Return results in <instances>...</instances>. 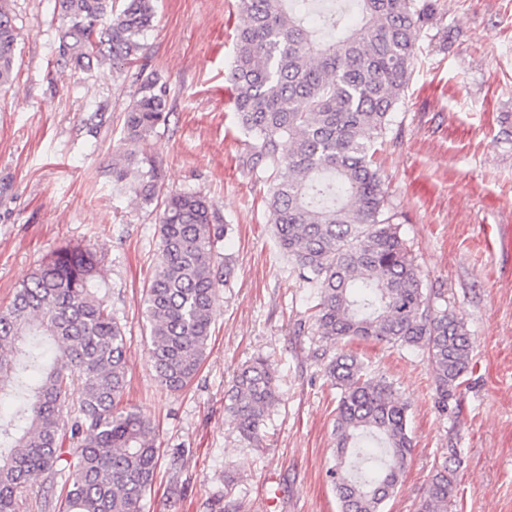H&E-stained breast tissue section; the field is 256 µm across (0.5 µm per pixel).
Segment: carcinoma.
Here are the masks:
<instances>
[{
	"label": "carcinoma",
	"instance_id": "cac0c4a2",
	"mask_svg": "<svg viewBox=\"0 0 512 512\" xmlns=\"http://www.w3.org/2000/svg\"><path fill=\"white\" fill-rule=\"evenodd\" d=\"M0 0V89L14 81L18 32ZM239 0L242 22L228 74L238 124L252 136L253 167H284L272 187L271 223L298 277L314 288L312 317L330 340L373 341L419 350L431 368L435 405L465 384L472 363L466 324L448 304L424 294L422 277L389 214L377 144L406 88L431 0ZM59 61L74 71L93 63L130 64L152 27L155 0H55ZM167 88L144 76L127 108L124 139L133 146L166 122ZM156 162L137 151L113 157L112 188L145 205L160 200L159 259L144 297L157 379L180 391L204 360L218 304L217 243L227 232L196 193L161 196ZM99 258L61 249L43 261L0 310V512H21L23 490L68 487L62 512H140L156 478V427L123 407L126 342L104 300L89 288ZM341 390L336 464L328 470L339 512H384L401 484L413 440L407 402L393 382L371 376L342 351L327 365ZM77 394L78 409L66 411ZM278 403L276 378L257 356L235 372L224 409L246 443L262 439ZM458 449L433 466L417 512H448L457 497Z\"/></svg>",
	"mask_w": 512,
	"mask_h": 512
}]
</instances>
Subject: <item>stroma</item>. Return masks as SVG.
<instances>
[{
  "instance_id": "stroma-1",
  "label": "stroma",
  "mask_w": 512,
  "mask_h": 512,
  "mask_svg": "<svg viewBox=\"0 0 512 512\" xmlns=\"http://www.w3.org/2000/svg\"><path fill=\"white\" fill-rule=\"evenodd\" d=\"M19 32L11 89L0 92V309L65 245L101 256L97 294L126 337L124 402L157 428V480L142 512H338L340 391L325 368L341 350L392 381L408 403L414 448L385 512H416L436 458L458 449V512H512V0H437L409 85L379 151L389 208L422 274L463 317L472 364L440 416L421 352L322 338L310 290L281 250L267 208L270 181L252 168L226 74L237 0H158L133 68L58 65L54 0H11ZM167 85L170 114L137 147L167 192L200 194L229 230L218 244L234 276L219 289L213 335L185 389H163L150 358L143 300L159 251L150 207L112 190L125 111L138 73ZM263 355L280 403L259 446L241 442L224 410L235 370Z\"/></svg>"
}]
</instances>
